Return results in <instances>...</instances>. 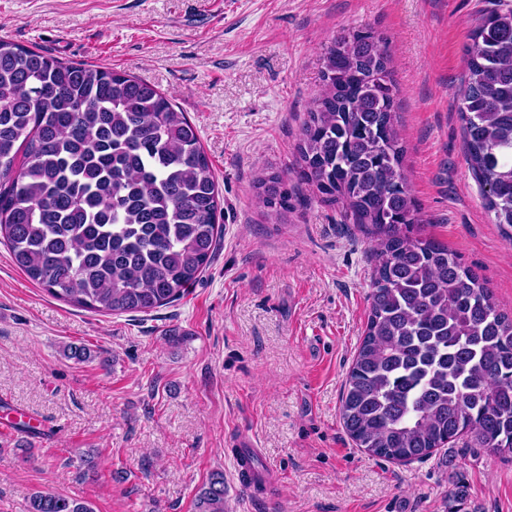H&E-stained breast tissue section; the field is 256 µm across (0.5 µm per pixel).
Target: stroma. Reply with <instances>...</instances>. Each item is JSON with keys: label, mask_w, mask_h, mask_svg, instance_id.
Returning <instances> with one entry per match:
<instances>
[{"label": "stroma", "mask_w": 512, "mask_h": 512, "mask_svg": "<svg viewBox=\"0 0 512 512\" xmlns=\"http://www.w3.org/2000/svg\"><path fill=\"white\" fill-rule=\"evenodd\" d=\"M495 0H0V37L133 74L195 124L224 196L209 267L150 313L50 296L0 245V512L40 490L93 512H196L213 472L227 512H512V461L465 441L408 465L356 448L340 416L369 314L373 244L299 185L274 214L252 188L293 166L334 35L389 41L404 172L422 231L512 313V242L465 161L459 88ZM71 346L91 357L67 355ZM248 445L274 478L234 479Z\"/></svg>", "instance_id": "stroma-1"}]
</instances>
